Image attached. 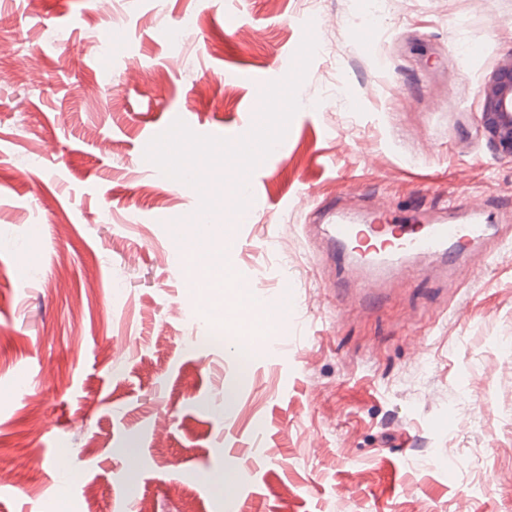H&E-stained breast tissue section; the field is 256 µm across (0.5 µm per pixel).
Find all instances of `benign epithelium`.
<instances>
[{"label": "benign epithelium", "mask_w": 512, "mask_h": 512, "mask_svg": "<svg viewBox=\"0 0 512 512\" xmlns=\"http://www.w3.org/2000/svg\"><path fill=\"white\" fill-rule=\"evenodd\" d=\"M480 127L491 145L512 157V53L503 59L482 91Z\"/></svg>", "instance_id": "benign-epithelium-1"}]
</instances>
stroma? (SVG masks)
<instances>
[{"instance_id": "obj_1", "label": "stroma", "mask_w": 512, "mask_h": 512, "mask_svg": "<svg viewBox=\"0 0 512 512\" xmlns=\"http://www.w3.org/2000/svg\"><path fill=\"white\" fill-rule=\"evenodd\" d=\"M308 29L288 140L245 181L251 223L214 214L240 283L288 318L233 351L207 341L179 253L200 194L145 149L173 112L247 135L242 73L287 75ZM510 53L512 0H0L9 512H217L211 473L236 512H512V262L411 257V278L359 299L304 228L337 198L407 223L488 195L512 227V158L478 122Z\"/></svg>"}]
</instances>
